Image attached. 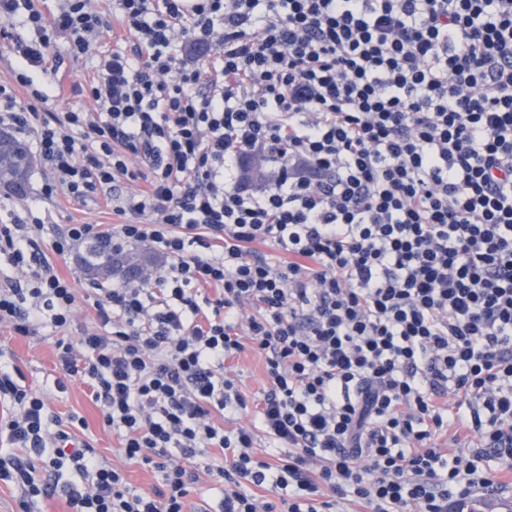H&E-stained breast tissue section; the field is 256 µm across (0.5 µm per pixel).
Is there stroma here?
<instances>
[{
  "instance_id": "35a3bbf8",
  "label": "stroma",
  "mask_w": 512,
  "mask_h": 512,
  "mask_svg": "<svg viewBox=\"0 0 512 512\" xmlns=\"http://www.w3.org/2000/svg\"><path fill=\"white\" fill-rule=\"evenodd\" d=\"M50 53L58 59L57 70L51 74L50 80L60 91L58 101L51 106L52 111H93L92 102L85 94L77 92L76 87L87 80L96 64L95 59L73 58L68 52L65 39L62 38L52 45ZM47 175L44 164L38 162L31 171L25 193L17 195L0 186V200L6 198L10 201L8 208L0 210V224L12 223L19 217L24 219L32 216L40 220L44 226L39 240L43 257L76 282L78 292L75 318L64 330L54 328L48 323L43 324L37 335L32 337H22L10 328L0 327V369L13 374L21 373L24 383L30 388L44 391L55 415L84 420L86 426L80 429V436L97 452L106 455L110 463L121 468L133 486L149 490L158 485V476L119 456L118 434L105 424L102 408L92 400L88 386L78 378L69 381L63 391L57 390L54 385L59 376L55 365L57 342L75 341L82 332H91L97 328L94 308L96 295L81 267L87 245L82 242L69 252L60 254L53 248L54 239L68 224L116 226L121 224L122 219L113 214L111 206L102 199L83 205L61 191L52 199H41V187Z\"/></svg>"
}]
</instances>
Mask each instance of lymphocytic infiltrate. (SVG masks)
<instances>
[{"label": "lymphocytic infiltrate", "mask_w": 512, "mask_h": 512, "mask_svg": "<svg viewBox=\"0 0 512 512\" xmlns=\"http://www.w3.org/2000/svg\"><path fill=\"white\" fill-rule=\"evenodd\" d=\"M31 2L0 0L1 38L34 33L13 45L26 99L0 86V128L34 133L41 199L109 196L120 239L171 263L101 289L98 330L56 353L57 389L86 380L119 455L159 486L131 487L1 373L0 481L20 512L58 494L70 512H186L204 474L217 512L512 494V0H115L131 49L97 57L81 88L95 111L61 114L51 41L96 56L109 22L92 0L49 19ZM42 229L0 225V252L34 277L0 286V326L23 337L74 318ZM268 243L287 260L256 252ZM249 348L254 402L227 372ZM43 462L82 478H37Z\"/></svg>", "instance_id": "obj_1"}]
</instances>
